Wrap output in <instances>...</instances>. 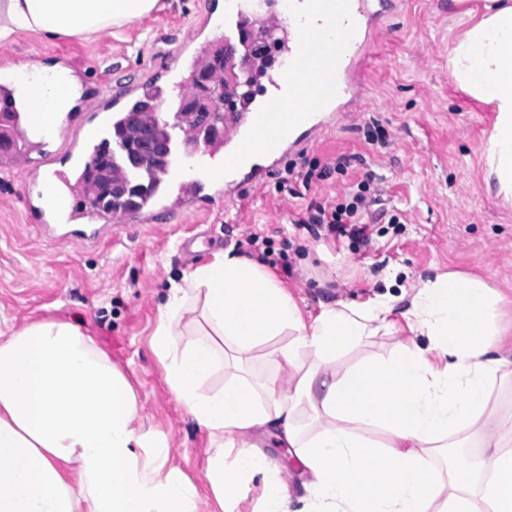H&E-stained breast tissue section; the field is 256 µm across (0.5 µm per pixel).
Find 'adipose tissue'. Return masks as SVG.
Segmentation results:
<instances>
[{
  "label": "adipose tissue",
  "mask_w": 512,
  "mask_h": 512,
  "mask_svg": "<svg viewBox=\"0 0 512 512\" xmlns=\"http://www.w3.org/2000/svg\"><path fill=\"white\" fill-rule=\"evenodd\" d=\"M158 0H0V43L121 27ZM448 51L453 81L496 112L482 179L512 202V0L482 14ZM49 139L76 88L37 61L0 69ZM504 296L487 281L443 273L419 281L406 312L412 341L340 370L338 356L387 335L392 299L324 307L305 321L287 289L256 262L222 251L172 284L151 346L184 411L209 437L205 478L217 501L262 476L260 512H289L288 492L247 436L275 429L307 475V512H512V429L491 404L512 359L491 354ZM278 336L270 362L293 377H258L254 349ZM427 337L420 345L418 337ZM232 375L209 386L220 369ZM137 395L96 339L45 318L0 331V512H198L199 491L169 467V443L139 424ZM443 448L463 462L440 475Z\"/></svg>",
  "instance_id": "obj_1"
}]
</instances>
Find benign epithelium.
<instances>
[{
    "mask_svg": "<svg viewBox=\"0 0 512 512\" xmlns=\"http://www.w3.org/2000/svg\"><path fill=\"white\" fill-rule=\"evenodd\" d=\"M196 82L176 118V125L187 131L184 148L190 154L208 147L225 127L240 120L237 102L245 95L246 81L231 44L221 46L220 57L198 72ZM151 116L150 112L132 113L129 126L109 142L106 160L89 168L91 198L110 196L116 186L141 182L149 168L156 173L166 170L172 140Z\"/></svg>",
    "mask_w": 512,
    "mask_h": 512,
    "instance_id": "7a95c632",
    "label": "benign epithelium"
}]
</instances>
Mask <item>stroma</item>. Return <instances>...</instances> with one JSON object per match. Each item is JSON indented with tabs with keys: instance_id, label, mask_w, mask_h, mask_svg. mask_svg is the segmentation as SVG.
<instances>
[{
	"instance_id": "35a3bbf8",
	"label": "stroma",
	"mask_w": 512,
	"mask_h": 512,
	"mask_svg": "<svg viewBox=\"0 0 512 512\" xmlns=\"http://www.w3.org/2000/svg\"><path fill=\"white\" fill-rule=\"evenodd\" d=\"M203 3L159 0L148 17L92 35L21 33L0 45V55L10 63L34 58L47 66L66 59L79 81V112L107 81L135 83L149 76L165 91L167 65L156 49L186 41ZM463 28L452 0H404L397 14L383 20L370 49L363 107L305 151L307 159L324 164L354 154L363 164L332 171L293 195L280 192L271 177L232 201H216L210 213L190 222L160 211L154 223H120L98 243L79 246L44 237L20 194L22 171L0 170V329L54 317L95 336L132 383L141 422L167 437L170 466L196 484L199 512H221L204 477L208 435L177 403L150 347L171 283L214 252L229 250L279 279L308 320L337 302L367 306L382 296L395 298L391 334L364 338L337 359L340 370L389 356L409 339L403 296L419 279L477 275L512 295V205L482 182L493 107L462 91L448 73V48ZM375 122L385 143L367 139ZM368 169L377 176L383 207L398 223H370L365 244L313 234L302 222L308 204L344 199ZM255 233L267 247L249 245ZM391 266L401 269L392 285L386 280ZM250 443L281 470L289 512H303V478L288 446L264 432Z\"/></svg>"
}]
</instances>
